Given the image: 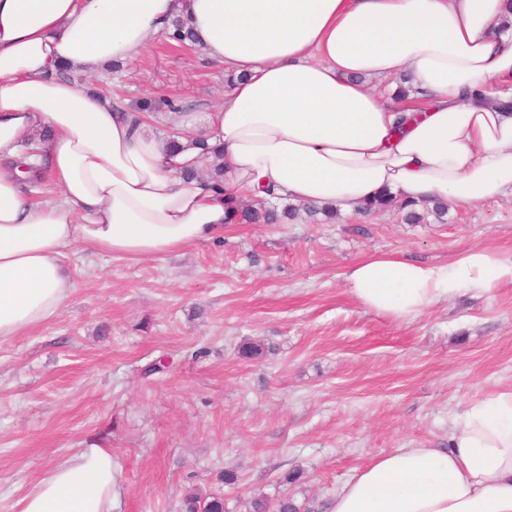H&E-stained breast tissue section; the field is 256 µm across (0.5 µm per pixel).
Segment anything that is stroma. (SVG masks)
<instances>
[{
  "label": "stroma",
  "instance_id": "stroma-1",
  "mask_svg": "<svg viewBox=\"0 0 512 512\" xmlns=\"http://www.w3.org/2000/svg\"><path fill=\"white\" fill-rule=\"evenodd\" d=\"M87 81L129 110L163 94L205 112L226 89L223 66L161 34ZM477 246L512 253V198L452 204L424 224L394 208L331 224L303 211L177 256L67 251L76 288L63 309L0 340V512H18L77 448L111 449L112 512H178L192 489L246 512L258 493L327 499L395 448L447 446L451 416L512 386V285L402 323L360 305L343 273L370 254L435 262ZM249 340L263 357L239 356ZM162 357L171 367L149 373ZM291 470L302 483H281Z\"/></svg>",
  "mask_w": 512,
  "mask_h": 512
}]
</instances>
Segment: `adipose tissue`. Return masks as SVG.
<instances>
[{
	"instance_id": "obj_1",
	"label": "adipose tissue",
	"mask_w": 512,
	"mask_h": 512,
	"mask_svg": "<svg viewBox=\"0 0 512 512\" xmlns=\"http://www.w3.org/2000/svg\"><path fill=\"white\" fill-rule=\"evenodd\" d=\"M183 18L233 75L208 112L125 111L83 82L138 57ZM75 72L56 76L58 64ZM406 76L391 106L375 79ZM512 5L507 0H0V340L59 313L75 288L62 256L181 251L223 234L245 198L356 210L395 202L474 206L512 197ZM169 136H153V124ZM48 140H41L42 131ZM206 141L222 188L185 180ZM43 152L56 200L29 198L24 144ZM367 310L411 323L463 295L512 285V254L472 248L419 263L365 257L343 275ZM118 466L80 448L19 512H112ZM327 512H512V387L471 402L444 448L377 455Z\"/></svg>"
}]
</instances>
